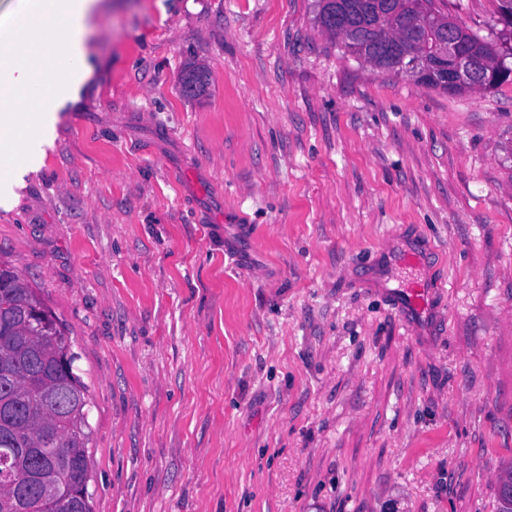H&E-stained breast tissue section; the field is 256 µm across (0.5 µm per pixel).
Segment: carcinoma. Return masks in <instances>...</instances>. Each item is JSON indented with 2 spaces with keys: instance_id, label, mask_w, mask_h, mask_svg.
<instances>
[{
  "instance_id": "cac0c4a2",
  "label": "carcinoma",
  "mask_w": 512,
  "mask_h": 512,
  "mask_svg": "<svg viewBox=\"0 0 512 512\" xmlns=\"http://www.w3.org/2000/svg\"><path fill=\"white\" fill-rule=\"evenodd\" d=\"M335 6L359 25L352 40L341 28L326 29L345 52L395 74L404 73L400 57H418L426 63V75L417 82L448 92L433 31L434 23L447 16L433 10L432 0H392L386 10L378 0H340L323 10ZM461 45L479 73L477 89L493 88L512 76L503 60L511 50L500 52L471 33ZM183 85L202 95L206 71H189ZM36 307L44 303L35 290L0 264V453L10 455L9 472L0 471V512H91L83 496L89 480L88 388L73 371L76 356L57 317L29 320ZM507 489L512 490V465L497 476V512H512Z\"/></svg>"
}]
</instances>
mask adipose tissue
<instances>
[{
    "label": "adipose tissue",
    "instance_id": "1",
    "mask_svg": "<svg viewBox=\"0 0 512 512\" xmlns=\"http://www.w3.org/2000/svg\"><path fill=\"white\" fill-rule=\"evenodd\" d=\"M93 0H23L0 14V204L52 147L60 110L93 68L83 35Z\"/></svg>",
    "mask_w": 512,
    "mask_h": 512
}]
</instances>
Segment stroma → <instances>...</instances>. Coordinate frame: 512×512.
<instances>
[{
  "label": "stroma",
  "instance_id": "35a3bbf8",
  "mask_svg": "<svg viewBox=\"0 0 512 512\" xmlns=\"http://www.w3.org/2000/svg\"><path fill=\"white\" fill-rule=\"evenodd\" d=\"M500 45L497 0H434ZM316 0H98L0 264L87 384L92 512H495L512 462V81L344 54ZM209 72L207 95L183 73ZM447 283L422 342L393 230Z\"/></svg>",
  "mask_w": 512,
  "mask_h": 512
}]
</instances>
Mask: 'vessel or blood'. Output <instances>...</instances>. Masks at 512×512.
Here are the masks:
<instances>
[{"instance_id": "1", "label": "vessel or blood", "mask_w": 512, "mask_h": 512, "mask_svg": "<svg viewBox=\"0 0 512 512\" xmlns=\"http://www.w3.org/2000/svg\"><path fill=\"white\" fill-rule=\"evenodd\" d=\"M383 273L378 291L409 326L417 328L433 320L435 299L443 292V282L432 280L416 244L394 243L381 258Z\"/></svg>"}]
</instances>
